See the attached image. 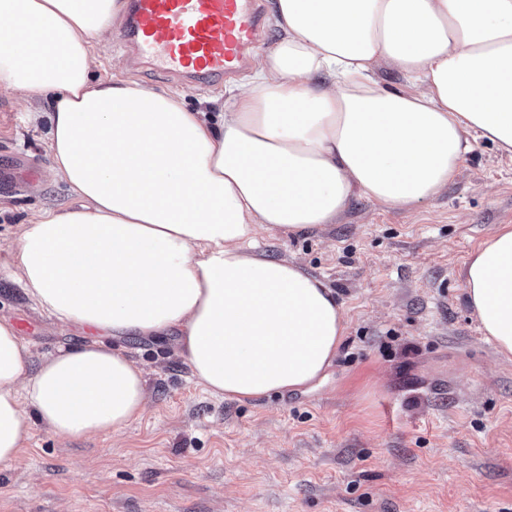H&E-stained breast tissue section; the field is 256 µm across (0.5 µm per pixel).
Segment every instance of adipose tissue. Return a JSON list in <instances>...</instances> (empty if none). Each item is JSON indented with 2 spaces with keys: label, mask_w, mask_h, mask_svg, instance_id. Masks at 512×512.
<instances>
[{
  "label": "adipose tissue",
  "mask_w": 512,
  "mask_h": 512,
  "mask_svg": "<svg viewBox=\"0 0 512 512\" xmlns=\"http://www.w3.org/2000/svg\"><path fill=\"white\" fill-rule=\"evenodd\" d=\"M121 0H0V90L47 101L52 168L77 207L21 228L10 275L40 309L96 330L32 365L0 319V463L34 425L122 431L145 371L106 338L177 334L196 384L249 402L308 390L346 333L334 293L264 257L263 232L332 223L351 198L414 209L473 139L512 156V0H277L275 47L218 112L91 64ZM387 65L409 85L389 90ZM465 293L512 359V225L473 252Z\"/></svg>",
  "instance_id": "obj_1"
}]
</instances>
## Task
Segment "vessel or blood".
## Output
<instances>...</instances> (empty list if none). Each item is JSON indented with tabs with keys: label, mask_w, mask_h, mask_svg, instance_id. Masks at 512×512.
<instances>
[{
	"label": "vessel or blood",
	"mask_w": 512,
	"mask_h": 512,
	"mask_svg": "<svg viewBox=\"0 0 512 512\" xmlns=\"http://www.w3.org/2000/svg\"><path fill=\"white\" fill-rule=\"evenodd\" d=\"M265 13L264 0H125L117 47L183 88L218 89L247 68Z\"/></svg>",
	"instance_id": "1"
}]
</instances>
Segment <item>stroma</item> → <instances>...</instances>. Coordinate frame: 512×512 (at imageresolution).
I'll return each instance as SVG.
<instances>
[{
    "instance_id": "obj_1",
    "label": "stroma",
    "mask_w": 512,
    "mask_h": 512,
    "mask_svg": "<svg viewBox=\"0 0 512 512\" xmlns=\"http://www.w3.org/2000/svg\"><path fill=\"white\" fill-rule=\"evenodd\" d=\"M94 73L171 92L105 46ZM43 97L0 92V318L33 362L92 331L29 304L5 267L20 227L78 200L52 169ZM512 224V157L478 141L455 179L415 209L353 197L333 224L265 234L271 259L333 288L347 332L325 381L239 403L190 381L174 339L121 340L149 398L121 432L35 427L0 463V512H512V361L467 305L469 255Z\"/></svg>"
}]
</instances>
